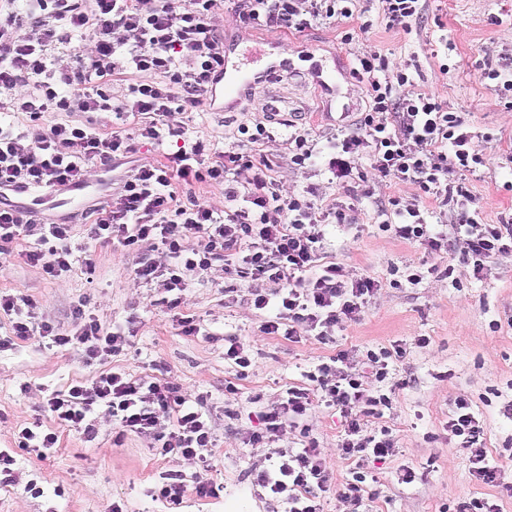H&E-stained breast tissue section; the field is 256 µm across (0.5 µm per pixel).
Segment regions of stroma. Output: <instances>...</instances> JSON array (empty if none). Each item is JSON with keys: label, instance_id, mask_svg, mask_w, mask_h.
Segmentation results:
<instances>
[{"label": "stroma", "instance_id": "1", "mask_svg": "<svg viewBox=\"0 0 512 512\" xmlns=\"http://www.w3.org/2000/svg\"><path fill=\"white\" fill-rule=\"evenodd\" d=\"M357 9L358 16L340 23L316 22L301 32L279 29L262 35L244 31L232 0H225L214 18L225 40L267 37L287 50L291 66L280 77L243 91L234 111L216 112L204 105L186 112L184 127L219 148L235 147L239 125L266 119L269 97L276 93L299 109L300 124L322 143L366 109V89L350 75L356 54H385L394 68L411 58L416 68L410 94L433 96L457 112L470 131L492 137L487 166L466 181L486 221L493 224L512 213V109L483 77L487 63L512 51V0H428L409 31L387 27L377 0H358ZM366 20L371 28L360 31ZM348 31L354 39L346 44L341 37ZM276 178L290 195L312 183L320 185L324 201L340 195L316 166L301 172L284 165ZM39 218L70 224L67 245L79 259H93L94 278H87L79 263L60 279H44L26 261L32 239L22 232L8 254L0 255V292L29 296L38 319L67 326L72 307L85 302L87 313L102 324L120 326L130 338L120 355L93 367L83 364L77 350L47 348L36 336L17 340L12 350L0 354V449L15 450L17 459L16 482L0 486V512H110L116 502L126 512H168L150 491L171 474L189 485L200 475L219 489L214 497L187 492L178 512H276L275 503L250 478L267 466L269 450L244 442L253 429L246 418L252 409L248 397L260 395L264 407L277 404L286 385L306 384L307 372L337 350L361 355L397 340L405 343L407 353L391 361L385 381L395 387L396 399L382 418L370 421L376 428L390 427L396 439L394 456L375 470L372 512H457L476 497L497 504L499 512H512V415L505 411L512 403V253L500 256L483 279H475L460 252L433 253L383 232L364 199L355 223L329 227L326 244L327 254L343 262L350 278L370 275L384 282L359 320L330 328L325 341L305 335L291 342L265 334L250 303L225 301L224 288L236 276L217 261L183 295L182 311L195 315L205 329L193 337L180 335L171 313L157 306V288L135 279L137 254L92 236L85 209H49ZM447 266L453 270L448 277L442 274ZM409 267L421 271L422 282L391 287L393 272ZM228 332L237 334L254 357L247 378L240 381L224 358ZM420 336L428 338V346H416ZM112 369L177 384L191 396L207 395L214 429L209 471L179 454L160 455L134 435L114 444L115 423L104 406L92 416L93 440L55 426L45 410L49 395ZM231 380L244 398L229 404L224 384ZM460 397L469 399L479 414L484 446L502 467L497 484L476 481L467 451L444 429ZM35 421L58 437L56 451L45 458L15 449L18 430ZM308 423L330 475L323 510L349 512L340 494L352 463L338 448L340 417L318 407ZM403 465L420 473L421 481L399 483L397 470ZM32 480L42 486L43 496L26 491Z\"/></svg>", "mask_w": 512, "mask_h": 512}]
</instances>
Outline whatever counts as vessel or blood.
Wrapping results in <instances>:
<instances>
[{
  "instance_id": "vessel-or-blood-1",
  "label": "vessel or blood",
  "mask_w": 512,
  "mask_h": 512,
  "mask_svg": "<svg viewBox=\"0 0 512 512\" xmlns=\"http://www.w3.org/2000/svg\"><path fill=\"white\" fill-rule=\"evenodd\" d=\"M265 52L261 43L246 44L229 48L224 56V75L212 87V98L232 97L240 93L242 87L255 84L276 72L277 67L265 63ZM84 196L83 187L71 188L69 194L60 197L54 194H31L28 207L30 210L41 209L42 206L54 208L80 206Z\"/></svg>"
}]
</instances>
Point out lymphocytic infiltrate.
<instances>
[{
	"instance_id": "lymphocytic-infiltrate-1",
	"label": "lymphocytic infiltrate",
	"mask_w": 512,
	"mask_h": 512,
	"mask_svg": "<svg viewBox=\"0 0 512 512\" xmlns=\"http://www.w3.org/2000/svg\"><path fill=\"white\" fill-rule=\"evenodd\" d=\"M221 3L0 0V91L8 95L0 110L28 119L22 132L0 125V191H64L84 183L91 164L118 173L122 189L98 209L91 232L132 252L147 244L169 257L167 265L142 261L135 269L136 278L163 290L162 304L178 308L191 276L220 260L246 283L261 330L293 342L301 331L360 317L382 286L371 276L349 278L342 263L325 256L328 226L350 223L356 196L369 198L382 230L395 238L432 252L457 244L474 278H483L499 256L512 252V218L486 223L471 206L470 190L455 179L486 167V153L457 113L431 95L406 91L411 61H404L390 82L386 55L356 56L352 75L366 85L369 110L355 124L337 129L324 152L316 151L309 129L296 125L285 140L286 154L269 151L274 136L261 121L239 126L235 150L221 151L211 140L188 137L180 114L204 104L224 71V37L212 23ZM354 6L355 0H236L235 12L252 30L300 32L318 20L351 18ZM84 41L92 43L91 54L82 53ZM116 79L123 83L118 96L112 93ZM49 112H109L117 120L137 113L144 117L141 140L159 144L169 135L182 143L163 162L134 165L135 146L121 132H101L90 121L58 122L45 132L41 124ZM319 161L342 189V201L319 206L313 184L300 195L281 194L274 177L281 163L299 170ZM244 170L251 176L242 182L238 176ZM373 175L385 182L383 195L370 188ZM176 180L223 186V213L195 199H178L171 189ZM405 183L417 189L407 205L395 192ZM23 225L35 237L26 254L32 266L48 279L71 272L70 225L38 223L24 210L0 207V247L13 243ZM192 235L200 237V246L188 244ZM33 308L27 296L0 295V312L11 318L8 334L0 336L1 352L11 350L14 339L36 334L57 347L81 345L90 363L121 354L128 343L121 329L104 328L86 317L83 307L73 310L81 322L75 335L52 322L35 321ZM405 353V345L397 342L367 351L358 362L350 350H339L308 372L307 385L288 387L277 405L262 411L263 427L247 442L275 451L253 481L283 505V512H323L330 477L307 422L314 404L343 418L339 448L345 458L360 464L393 454L391 431H369L365 420L391 408L392 393L383 383L390 360ZM368 372L374 384L365 382ZM102 404L118 425V437L149 438L160 454L176 452L209 468L206 450L213 426L206 396L190 399L176 384L112 371L91 384L75 382L53 393L47 409L58 423L91 436V416ZM287 420L299 429L300 447L277 445ZM446 427L461 438L475 479L497 483L501 468L487 455L483 428L468 399L455 400Z\"/></svg>"
}]
</instances>
